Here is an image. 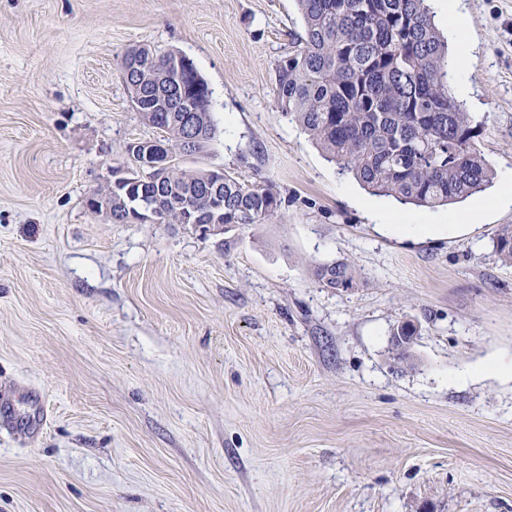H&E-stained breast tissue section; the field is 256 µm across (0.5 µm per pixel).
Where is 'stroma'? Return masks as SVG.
I'll return each mask as SVG.
<instances>
[{
  "mask_svg": "<svg viewBox=\"0 0 512 512\" xmlns=\"http://www.w3.org/2000/svg\"><path fill=\"white\" fill-rule=\"evenodd\" d=\"M451 89L512 170V0H460ZM294 0H0V512H512V205L369 195L278 108ZM193 60L216 135L180 166L269 181L265 224H116L88 195L160 139L121 58ZM437 230L398 237L383 216ZM341 261L351 286L328 288ZM419 326L396 362V325ZM447 22L448 30L456 36L458 53L461 57V61H463L468 54V46L464 35L468 28L469 21L467 15L459 8V0H448ZM328 267H331L333 274L335 275V279L329 282L325 281V270ZM316 274L318 280L330 288H338L340 285L344 288L349 287L353 280L352 274L350 273L347 265L341 262L322 265L317 269ZM481 374H488L503 383H512V356L508 362L494 358L477 369H467L458 375V380L467 381Z\"/></svg>",
  "mask_w": 512,
  "mask_h": 512,
  "instance_id": "obj_1",
  "label": "stroma"
}]
</instances>
